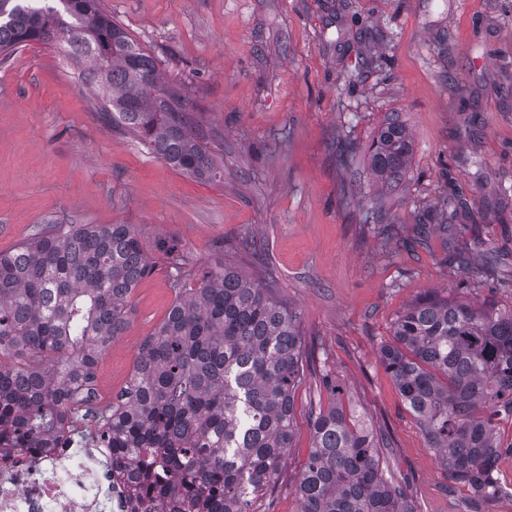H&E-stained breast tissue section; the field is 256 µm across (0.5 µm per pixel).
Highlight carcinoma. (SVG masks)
Masks as SVG:
<instances>
[{
    "label": "carcinoma",
    "mask_w": 512,
    "mask_h": 512,
    "mask_svg": "<svg viewBox=\"0 0 512 512\" xmlns=\"http://www.w3.org/2000/svg\"><path fill=\"white\" fill-rule=\"evenodd\" d=\"M30 42L70 53L106 124L183 175L224 179L192 101L161 84L156 59L102 0H0V56ZM412 154L407 126L392 118L370 145L371 170L388 183ZM447 219L438 201L422 225ZM156 251L182 274L175 240L158 239ZM155 267L132 224H47L0 253V438L44 448L66 432L101 354L126 327L131 294ZM380 359L448 480L494 501L504 490L494 476L496 422L512 418V308L424 296L397 316ZM313 361L272 282L223 263L142 346L100 413L99 437L130 455L145 496L159 494L173 512H257L292 447L295 392ZM310 427L295 488L301 512H416L381 467L386 430L338 402L311 415Z\"/></svg>",
    "instance_id": "cac0c4a2"
}]
</instances>
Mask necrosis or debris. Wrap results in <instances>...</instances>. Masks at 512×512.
I'll return each instance as SVG.
<instances>
[{
    "mask_svg": "<svg viewBox=\"0 0 512 512\" xmlns=\"http://www.w3.org/2000/svg\"><path fill=\"white\" fill-rule=\"evenodd\" d=\"M80 421L48 453L17 447L0 455V512H169L129 495L139 474L113 462L112 445L80 447Z\"/></svg>",
    "mask_w": 512,
    "mask_h": 512,
    "instance_id": "1",
    "label": "necrosis or debris"
}]
</instances>
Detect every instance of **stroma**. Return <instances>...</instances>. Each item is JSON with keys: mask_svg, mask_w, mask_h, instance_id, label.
<instances>
[{"mask_svg": "<svg viewBox=\"0 0 512 512\" xmlns=\"http://www.w3.org/2000/svg\"><path fill=\"white\" fill-rule=\"evenodd\" d=\"M156 58L168 86L221 137L224 179L178 173L102 123L79 69L32 44L0 63V252L38 227L136 225L145 247L168 235L187 287L226 262L273 277L299 315L315 370L295 392V437L262 512H298L310 411L341 401L389 430L386 477L417 512H512L449 481L384 369L392 324L426 293L512 306V0H103ZM398 114L413 134L406 175L379 189L368 148ZM350 139L348 167L334 152ZM441 196L448 230L418 232ZM258 254H236L242 238ZM470 251L476 274L447 263ZM157 257L129 323L102 353L96 387L117 395L177 298ZM335 391H327L323 376Z\"/></svg>", "mask_w": 512, "mask_h": 512, "instance_id": "obj_1", "label": "stroma"}]
</instances>
